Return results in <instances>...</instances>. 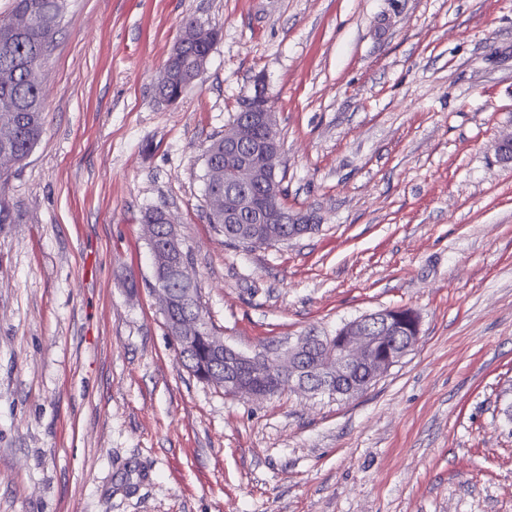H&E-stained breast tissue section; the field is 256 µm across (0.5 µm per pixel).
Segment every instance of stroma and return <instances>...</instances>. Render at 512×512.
<instances>
[{
  "instance_id": "obj_1",
  "label": "stroma",
  "mask_w": 512,
  "mask_h": 512,
  "mask_svg": "<svg viewBox=\"0 0 512 512\" xmlns=\"http://www.w3.org/2000/svg\"><path fill=\"white\" fill-rule=\"evenodd\" d=\"M188 20L220 35L169 104ZM42 77L0 229V512H512V0H67ZM259 84L318 228L250 250L204 152ZM156 207L234 349L397 306L417 346L350 400L225 395L159 310ZM167 218L168 223L163 227V232L159 234L158 227L155 224L159 226L164 225L161 209L156 208L149 210L143 217V223H145L147 240L150 248L154 247L155 250H157V257L155 259L154 266L161 264L164 256H174L181 250V246L183 247L181 239L177 234L176 225L173 224L169 213H167ZM183 251L187 259L189 258L190 260L189 252H185L184 247Z\"/></svg>"
}]
</instances>
